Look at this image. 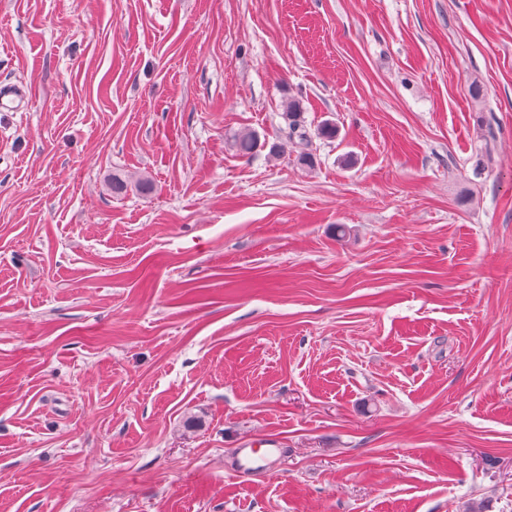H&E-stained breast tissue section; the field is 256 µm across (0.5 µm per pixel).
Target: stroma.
I'll list each match as a JSON object with an SVG mask.
<instances>
[{
	"instance_id": "35a3bbf8",
	"label": "stroma",
	"mask_w": 512,
	"mask_h": 512,
	"mask_svg": "<svg viewBox=\"0 0 512 512\" xmlns=\"http://www.w3.org/2000/svg\"><path fill=\"white\" fill-rule=\"evenodd\" d=\"M0 84V512H512V0H0ZM303 105L298 100L289 101L282 117L288 124V140L297 139L305 148L298 156L300 164L311 167L315 162V155L307 148L310 144V136L304 117ZM261 448L263 452L259 454ZM281 449L272 440H249L238 448L237 458L240 473L249 475L265 470L280 455Z\"/></svg>"
}]
</instances>
